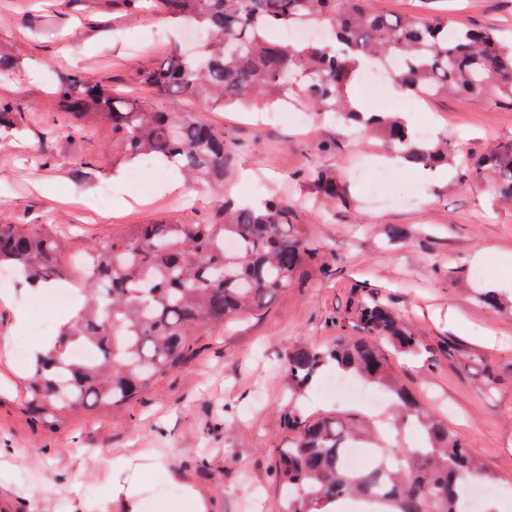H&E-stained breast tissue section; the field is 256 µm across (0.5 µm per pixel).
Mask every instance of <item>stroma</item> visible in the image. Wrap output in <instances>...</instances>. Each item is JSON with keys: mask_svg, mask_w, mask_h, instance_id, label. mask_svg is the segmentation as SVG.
<instances>
[{"mask_svg": "<svg viewBox=\"0 0 512 512\" xmlns=\"http://www.w3.org/2000/svg\"><path fill=\"white\" fill-rule=\"evenodd\" d=\"M373 9L408 17L434 9L453 25L512 37V0H368ZM185 43L160 14L128 0H0V49L16 60L0 74V100H22L24 123L0 132V222L54 224L75 238L67 260L79 265L92 242L122 238L136 224H193L214 217L225 197L257 201L278 191L297 209L335 275L310 274L276 294L267 308L229 331L201 337L184 363L139 396L107 408L31 412L24 380L35 354L57 334L63 312L79 308L42 294L18 301L0 295V512H124L110 497L107 460L147 449L136 479L148 512H173L194 488L207 512H272L279 496L272 452L285 445L279 417L292 381L284 356L296 345L328 346L353 327H339L354 298L374 290L404 327L428 348L394 368L427 410L467 443L497 482V512H512V202L494 199L488 183L460 184L453 167L407 169L383 202L366 203L354 171L366 158L397 169L392 154L368 132L308 113L300 124L258 120L210 109L182 95L160 96L139 81ZM77 75L108 80L113 92L188 113L223 129L229 165L220 185L170 190L172 170L141 172L112 139L110 124L73 123L55 94ZM353 98L399 102L412 128L430 121V137L457 138L485 152L512 145V109L458 96L417 112L393 80ZM322 171L345 188V200L319 198L310 175ZM403 228L404 238L390 230ZM501 297L491 309L477 298ZM464 333H457L456 323ZM497 374L483 391V367ZM335 369L303 391L312 416L376 417L375 409L325 396Z\"/></svg>", "mask_w": 512, "mask_h": 512, "instance_id": "1", "label": "stroma"}]
</instances>
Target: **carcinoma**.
Returning a JSON list of instances; mask_svg holds the SVG:
<instances>
[{
    "instance_id": "1",
    "label": "carcinoma",
    "mask_w": 512,
    "mask_h": 512,
    "mask_svg": "<svg viewBox=\"0 0 512 512\" xmlns=\"http://www.w3.org/2000/svg\"><path fill=\"white\" fill-rule=\"evenodd\" d=\"M151 1L207 38L199 56H173L141 72L154 92L258 112L295 95L338 122L380 133L410 168L434 171L449 164L455 143L423 141L400 115L365 112L352 102L349 87L365 60L400 58L395 81L411 97L455 94L512 107V41L491 30L453 27L444 15L395 18L368 7L367 0H130L134 8ZM312 21L330 30V41L295 44L276 37L279 30ZM57 95L73 119L111 124L112 137L128 157L163 161L196 182L224 181V131L79 77L60 85ZM24 117L20 105L0 102V128L17 126ZM458 176L462 181L490 176L494 190L512 199V146L460 159ZM313 182L324 196L342 195L324 173L313 175ZM295 221V207L282 197L259 205L227 199L215 219L137 224L120 240L88 246L95 257L80 279L65 260L68 240L60 230L1 222L0 267L13 269L33 289L74 282L84 297L47 353L36 355L25 381L27 403L63 411L126 401L178 367L200 337L265 309L303 276L329 274L307 232L291 229ZM228 240L236 242L235 249L224 248ZM350 315L358 336H339L327 348H289L288 375L299 391L325 367L382 387L390 396V419L416 426L422 446L383 448L379 430L366 436L350 419H311L293 406L281 415L282 428L293 438L273 457L284 491L276 512H322L352 496L396 504L399 512H460L465 488L460 477L491 482L495 476L394 372L387 349L415 358L426 347L405 330L388 302L370 292L354 300ZM82 347L96 350L98 358L75 357ZM364 438L373 445L369 463L351 470L342 450Z\"/></svg>"
}]
</instances>
